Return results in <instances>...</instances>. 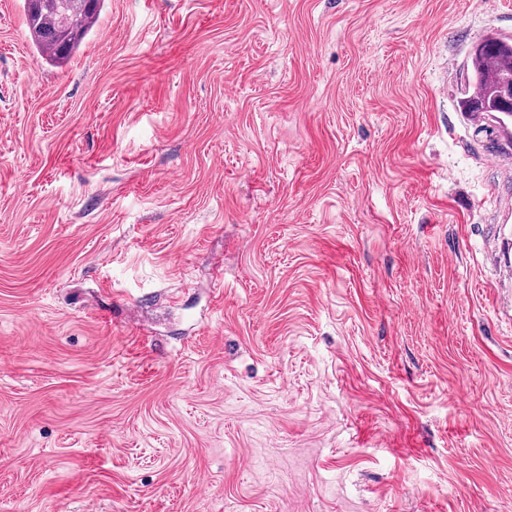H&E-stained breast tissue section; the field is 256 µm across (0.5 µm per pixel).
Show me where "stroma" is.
Wrapping results in <instances>:
<instances>
[{
	"mask_svg": "<svg viewBox=\"0 0 512 512\" xmlns=\"http://www.w3.org/2000/svg\"><path fill=\"white\" fill-rule=\"evenodd\" d=\"M0 0V512H512V0ZM77 0H23V11L30 39L43 59L60 64L80 52L96 31L105 0H95L92 12L67 10V27L59 30V5ZM466 70L467 83L458 100L460 112L512 115V97L504 102L498 95L502 81L512 77V39L489 37L478 43ZM465 115L481 119L475 113Z\"/></svg>",
	"mask_w": 512,
	"mask_h": 512,
	"instance_id": "stroma-1",
	"label": "stroma"
}]
</instances>
